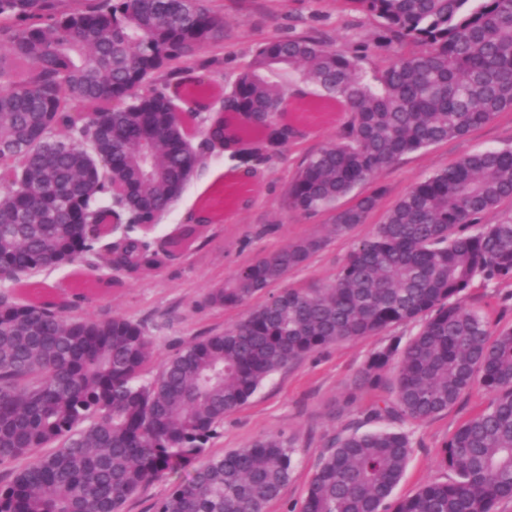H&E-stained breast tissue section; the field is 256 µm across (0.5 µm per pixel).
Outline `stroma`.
I'll use <instances>...</instances> for the list:
<instances>
[{
    "label": "stroma",
    "instance_id": "35a3bbf8",
    "mask_svg": "<svg viewBox=\"0 0 512 512\" xmlns=\"http://www.w3.org/2000/svg\"><path fill=\"white\" fill-rule=\"evenodd\" d=\"M224 15L221 53L204 47L194 56L199 63L220 55V64L210 70L218 90L250 59L255 45L270 36L309 33L325 38L336 50L353 53L372 39L376 28L375 21L365 14L338 12L334 0H226ZM349 118V113L340 109L328 117L309 113L297 145L260 165L247 181L242 202L225 208L219 221L208 224L181 256L166 266L112 288L96 284L85 289L70 265L37 275V282L66 305L70 316L107 319L119 315L141 323L153 341L155 358L161 359L193 340L224 332L245 316L246 307L222 308L208 302L209 294L222 287L240 266L295 240L325 236L328 244L291 271L286 284L309 288L329 282L354 244L370 237L384 213L415 183L467 154L512 146V112H504L465 137L403 156L363 186L366 194L376 188L383 191L367 222L345 236L332 238L328 235L330 214L298 213L289 204L287 190L303 160L334 137ZM221 169L231 174L237 171L235 161L217 152L191 178L152 232V239H163L186 223L195 211L192 200L197 187ZM465 301L484 310L492 329L512 326V284L476 285ZM389 339V334L382 333L309 354L269 377L244 406L225 417L212 453L222 455L258 437L279 433L295 443L291 477L265 512H298L333 438L370 429L372 407L393 396L395 372L387 370L381 387L372 389L361 384V370L369 354ZM492 399L489 391L477 386L447 412L414 425L413 450L393 491L394 499L412 496L426 481L446 477L441 464L445 443Z\"/></svg>",
    "mask_w": 512,
    "mask_h": 512
}]
</instances>
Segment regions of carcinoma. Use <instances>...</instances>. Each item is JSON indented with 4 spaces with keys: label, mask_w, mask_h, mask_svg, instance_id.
Wrapping results in <instances>:
<instances>
[{
    "label": "carcinoma",
    "mask_w": 512,
    "mask_h": 512,
    "mask_svg": "<svg viewBox=\"0 0 512 512\" xmlns=\"http://www.w3.org/2000/svg\"><path fill=\"white\" fill-rule=\"evenodd\" d=\"M376 21L359 54L312 35L271 36L224 88L186 59L218 46L221 0H0V269L11 287L69 264L133 278L170 263L210 219L148 239L207 155L244 174L295 142L288 99L313 85L350 112L288 186L303 214L336 203L408 153L512 112V0H339ZM411 44L367 74L362 62ZM382 190L336 210L330 235L366 222ZM512 147L468 154L417 182L359 241L333 280L284 288L234 327L149 364L142 324L75 318L42 294H0V512H123L155 479L187 475L154 512H264L289 481L294 442L255 439L210 452L224 417L272 374L354 338L413 324L361 371L376 386L396 366L394 398L372 410L387 429L331 442L300 512H496L512 499V327L468 307L476 279L512 282ZM327 244L293 241L215 289L236 308L284 281ZM491 404L444 446V480L398 502L412 452L407 425L448 411L474 386Z\"/></svg>",
    "instance_id": "cac0c4a2"
}]
</instances>
